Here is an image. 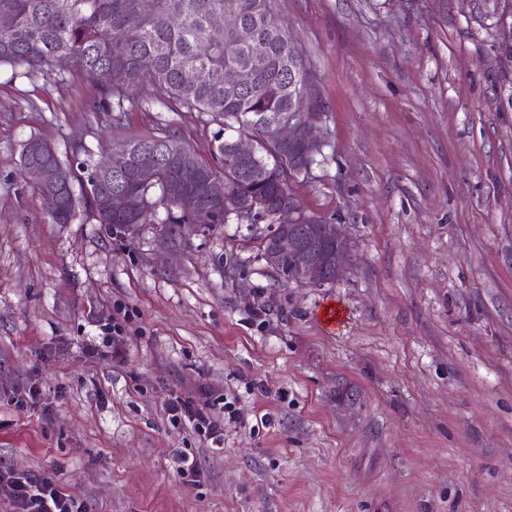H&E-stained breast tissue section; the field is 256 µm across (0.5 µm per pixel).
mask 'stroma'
I'll return each mask as SVG.
<instances>
[{
	"mask_svg": "<svg viewBox=\"0 0 512 512\" xmlns=\"http://www.w3.org/2000/svg\"><path fill=\"white\" fill-rule=\"evenodd\" d=\"M506 7L278 0L326 105L323 155L292 190L353 244L322 287L261 260L268 218L117 237L81 206L50 223L25 141L97 160L117 132L79 72L0 66V468L58 472L90 512H512ZM164 99L125 132L165 126L210 158L220 123ZM204 395L235 409L218 444L167 412ZM184 452L200 485L176 473Z\"/></svg>",
	"mask_w": 512,
	"mask_h": 512,
	"instance_id": "obj_1",
	"label": "stroma"
}]
</instances>
